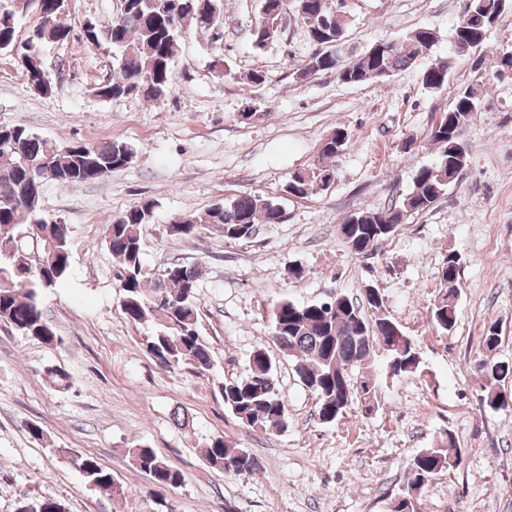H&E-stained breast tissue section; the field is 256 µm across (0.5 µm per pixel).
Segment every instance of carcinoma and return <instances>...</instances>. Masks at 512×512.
<instances>
[{
	"label": "carcinoma",
	"mask_w": 512,
	"mask_h": 512,
	"mask_svg": "<svg viewBox=\"0 0 512 512\" xmlns=\"http://www.w3.org/2000/svg\"><path fill=\"white\" fill-rule=\"evenodd\" d=\"M335 0H261L260 14L253 28V46L263 50L278 37V21L292 10L311 43L320 47L299 70L305 78L321 71H334L344 83L361 85L390 77L426 61L421 83L431 92L448 85L449 75L459 62L467 61L450 51L446 58H434L437 38L427 28H418L402 40L381 44L378 54L366 49L359 53L347 47L349 13L333 9ZM61 6L44 0L41 24L23 46L42 50L46 42H63L70 30L60 22ZM512 0H468L466 13L451 33V42L466 41L480 46L487 32L508 13ZM21 13L16 0H0V51L17 45L16 22ZM205 33L211 45L221 44L224 32V0H124L120 17L110 22L108 42L112 47L118 76L101 84L97 96L103 100L143 95L160 98L172 88L175 78L177 40L190 30ZM341 52H336V43ZM43 58L32 62L23 58L31 87L49 95L53 85ZM484 97V87L473 84L459 89L440 120L431 126L427 139L437 147L436 160L417 169L413 189L394 204L376 210L351 213L340 230L346 249L355 256L373 255L383 241L416 214L430 210L456 183L468 166L469 155L460 140L461 130L470 123ZM0 237L11 242L14 251L0 253V322L40 343L57 342L56 331L40 304L43 292L59 285L68 275L71 263L70 229L58 222L49 224L40 217L41 188L51 180L60 185L97 181L132 163L135 152L118 139L103 143L71 142L60 146L24 126H0ZM348 143L347 133L336 130L320 148L317 163L296 170L283 192L306 198L327 189L334 179L330 160ZM154 204L144 201L113 218L105 237L106 247L121 268L122 311L139 323L161 315L166 328L150 338L147 350L168 366L183 361L202 373L211 367L209 349L198 329L195 292L199 271L195 266L174 263L152 288L142 281L141 226L148 223ZM284 220L280 205L259 195L244 194L228 205H216L204 215L185 214L168 226L170 234L194 237L200 230L217 227L226 240L251 238L259 224H279ZM461 258L450 252L439 271L440 289L429 308L430 324L441 333L456 325L458 277ZM366 301L371 314L345 295L328 302L296 304L287 299L272 307L271 336L280 353L292 361L301 384L317 400L319 420L336 422L354 405L370 413L379 404L380 383L367 372L354 378L350 371L364 369L372 355L383 350L387 368L394 376L417 371L419 353L413 337L383 313L380 293ZM501 327L492 322L484 327L482 344L488 352L501 343ZM484 381L482 405L498 410L508 406L505 381L512 376L508 363L486 357L474 366ZM224 407L244 425L259 429L282 430L288 424V410L278 390L272 358L257 348L250 356L248 372L224 381L221 388ZM132 464L157 487H175L184 481L175 468L155 449L136 446L128 451ZM210 468L226 475L249 476L257 470V460L243 448L231 447L222 437L211 439L204 450ZM94 487L112 491L114 476L95 457L84 454L72 458ZM464 462L456 437L444 432L438 446L417 453L405 469L403 492L391 512H419L417 493L443 472Z\"/></svg>",
	"instance_id": "carcinoma-1"
}]
</instances>
